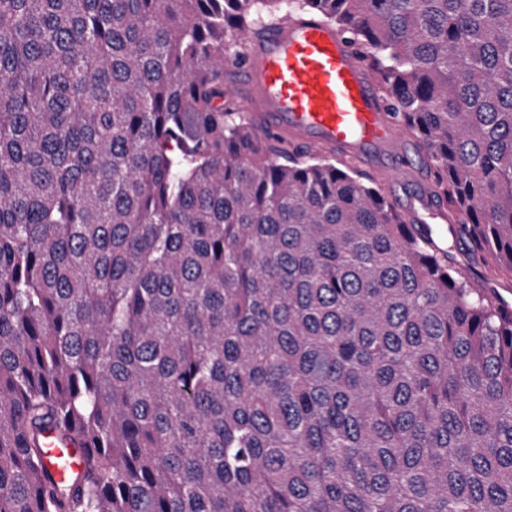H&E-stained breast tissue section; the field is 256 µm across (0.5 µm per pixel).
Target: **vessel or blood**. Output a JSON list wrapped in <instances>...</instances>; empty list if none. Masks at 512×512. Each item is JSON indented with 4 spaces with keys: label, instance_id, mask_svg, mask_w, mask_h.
I'll return each mask as SVG.
<instances>
[{
    "label": "vessel or blood",
    "instance_id": "b4317fda",
    "mask_svg": "<svg viewBox=\"0 0 512 512\" xmlns=\"http://www.w3.org/2000/svg\"><path fill=\"white\" fill-rule=\"evenodd\" d=\"M255 116L258 134L272 133L309 152L335 157L386 156L393 184L407 181L411 159L400 146L406 132L393 118L360 50L313 14L270 26L246 57L231 64ZM413 235L456 234L447 205L423 191L394 196ZM45 461L56 481L82 467V452L45 435Z\"/></svg>",
    "mask_w": 512,
    "mask_h": 512
}]
</instances>
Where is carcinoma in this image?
Wrapping results in <instances>:
<instances>
[{
  "instance_id": "obj_1",
  "label": "carcinoma",
  "mask_w": 512,
  "mask_h": 512,
  "mask_svg": "<svg viewBox=\"0 0 512 512\" xmlns=\"http://www.w3.org/2000/svg\"><path fill=\"white\" fill-rule=\"evenodd\" d=\"M283 2L0 0V512H512V311L224 103ZM291 5L512 271V0ZM45 461L58 482L69 480L82 467V452L68 443H63L52 431L45 435Z\"/></svg>"
}]
</instances>
